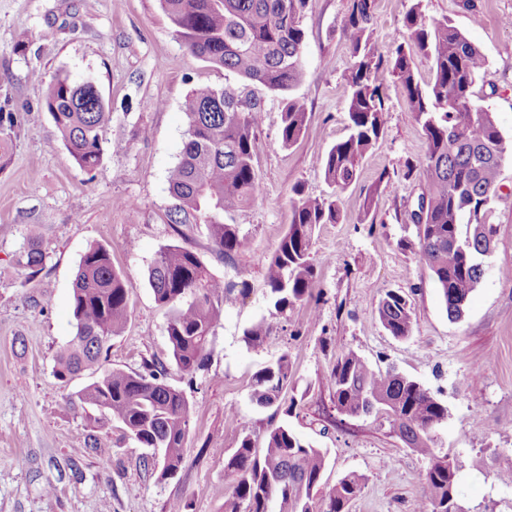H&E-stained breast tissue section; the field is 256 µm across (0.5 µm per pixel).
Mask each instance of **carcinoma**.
I'll use <instances>...</instances> for the list:
<instances>
[{"label":"carcinoma","instance_id":"1","mask_svg":"<svg viewBox=\"0 0 512 512\" xmlns=\"http://www.w3.org/2000/svg\"><path fill=\"white\" fill-rule=\"evenodd\" d=\"M185 47L196 57L239 74L251 84L282 96L280 139L298 143L310 117L294 90L304 78L301 18L309 0H160ZM375 0H352L343 19L350 66L346 75L348 134L320 158L330 192L314 196L302 184L293 187L290 223L265 271L274 309L282 313L312 295L316 268L311 258L315 228L343 219L340 195L357 182L366 155L381 140L384 96L380 73L389 71L405 92L421 126L426 150L408 170L423 171L424 183L413 208L405 211L416 231L417 254L439 288L448 319L460 320L484 275L479 258L493 250L495 225L491 203L500 188L499 174L509 147L494 113L474 107V88L486 59L448 17L427 20L420 0L405 12L407 41L386 59L367 33ZM432 61L428 81L419 79L414 55ZM188 120L181 156L169 173L175 205L168 221L175 234L191 224L207 226L213 249L232 263L243 249L239 219L259 195L254 165L263 113L257 99L194 88L184 105ZM42 111L80 170L91 173L103 162L109 104L93 92V83L58 73L46 88ZM16 113L0 105V171L12 161ZM234 216L224 223V215ZM24 267L34 276L44 268L40 228H28ZM156 302L170 311L167 336L170 361L191 375L207 358L210 338L224 305L235 299L237 285L213 277L200 256L183 246L163 247L148 271ZM377 318L393 337L412 335L413 311L396 290L380 299ZM74 336L57 357L54 375L65 381L84 372L91 381L66 405L92 408L119 425L130 438L151 450L143 466L160 480L173 478L183 462L190 431L191 405L186 394L164 380L166 366L146 365L132 372L102 363L107 344L129 319V295L123 273L110 250L92 244L82 255L73 281ZM269 326L260 322L244 332L250 347L262 345ZM294 377L284 353L251 378V397L260 408L293 409L285 403ZM336 410L348 417L382 414L412 451L428 459L422 499L431 512H468L462 505L458 465L440 451L436 429L448 420V405L417 381L394 370L374 368L357 352L342 351L332 368ZM327 464L326 452L288 426L272 427L262 454L251 438L224 462L233 477L220 512H311L314 490ZM361 476L340 478L325 497V512H347L361 489Z\"/></svg>","mask_w":512,"mask_h":512}]
</instances>
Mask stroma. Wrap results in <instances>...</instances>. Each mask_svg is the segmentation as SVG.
<instances>
[{"label": "stroma", "instance_id": "1", "mask_svg": "<svg viewBox=\"0 0 512 512\" xmlns=\"http://www.w3.org/2000/svg\"><path fill=\"white\" fill-rule=\"evenodd\" d=\"M351 0H310L305 75L295 94L310 121L298 144L279 138L281 96L255 87L263 109L256 168L261 193L239 226L246 242L234 263L213 249L205 225L177 236L168 173L185 140L184 102L192 89L241 87V77L193 56L176 36L160 0H0V102L18 116L10 166L0 172V512H218L232 479L224 462L251 437L263 448L268 430L288 424L327 465L313 512L344 475L362 476L349 512H417L425 458L407 448L380 416L348 418L332 400L329 375L342 350L378 369H396L422 384L450 416L438 430L442 451L459 465L467 512H512V157L493 200L495 246L461 320L450 321L416 251L405 215L424 182L408 171L426 142L405 94L384 76V133L358 181L342 195L344 218L315 231L317 278L311 302L275 312L265 267L290 219L291 188L325 194L319 159L347 134L345 74L350 64L342 24ZM409 0H375L368 31L383 56L405 41ZM428 17L448 16L486 58L474 101L493 112L512 141V0H421ZM93 82L109 104L110 143L93 174L81 171L41 102L58 71ZM387 172L371 214L365 191ZM39 225L45 265L29 275L20 259L29 225ZM99 243L125 275L130 316L108 344L110 366L138 372L144 361L167 364V381L192 406V426L178 474L145 472L144 448L106 424L104 445L85 451V412L65 404L89 383L53 375L74 334L72 286L81 256ZM195 251L213 276L244 284L224 308L204 366L185 375L170 366V313L156 303L148 271L168 244ZM400 290L415 313L409 338L389 335L376 309ZM264 322L267 342L248 347L243 333ZM289 354L295 411L272 412L251 399L254 372Z\"/></svg>", "mask_w": 512, "mask_h": 512}]
</instances>
